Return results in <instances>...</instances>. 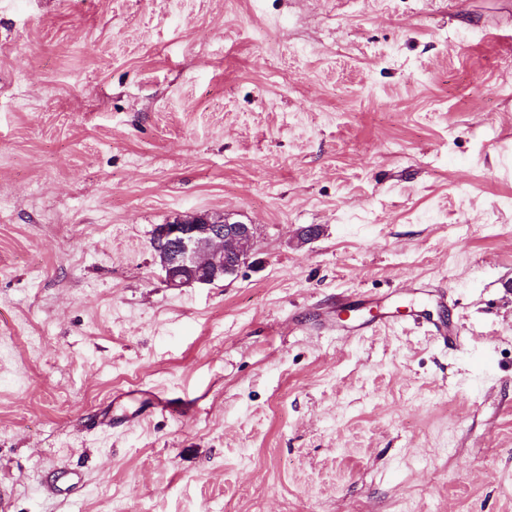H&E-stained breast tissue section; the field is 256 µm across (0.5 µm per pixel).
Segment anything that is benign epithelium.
<instances>
[{
	"instance_id": "obj_1",
	"label": "benign epithelium",
	"mask_w": 512,
	"mask_h": 512,
	"mask_svg": "<svg viewBox=\"0 0 512 512\" xmlns=\"http://www.w3.org/2000/svg\"><path fill=\"white\" fill-rule=\"evenodd\" d=\"M155 260L171 288L211 285L238 274L256 246L255 226L229 214L176 215L152 232Z\"/></svg>"
}]
</instances>
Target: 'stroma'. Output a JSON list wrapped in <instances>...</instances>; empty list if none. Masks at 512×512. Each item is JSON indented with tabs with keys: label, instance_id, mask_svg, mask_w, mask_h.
I'll return each mask as SVG.
<instances>
[{
	"label": "stroma",
	"instance_id": "35a3bbf8",
	"mask_svg": "<svg viewBox=\"0 0 512 512\" xmlns=\"http://www.w3.org/2000/svg\"><path fill=\"white\" fill-rule=\"evenodd\" d=\"M195 211L256 250L171 289ZM0 494L512 512V0H0ZM152 246L170 288L211 285L236 276L248 264L256 232L254 225L231 215L196 212L155 225Z\"/></svg>",
	"mask_w": 512,
	"mask_h": 512
}]
</instances>
